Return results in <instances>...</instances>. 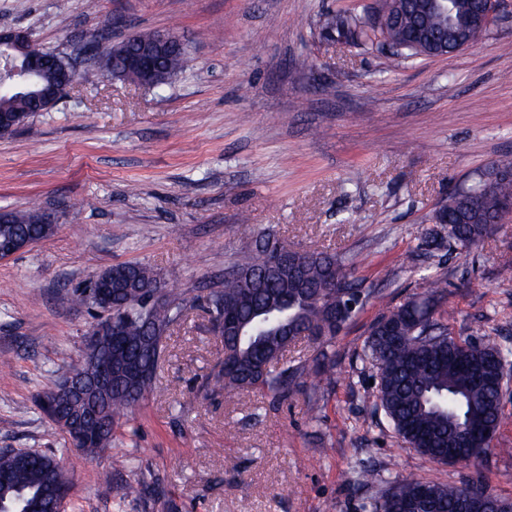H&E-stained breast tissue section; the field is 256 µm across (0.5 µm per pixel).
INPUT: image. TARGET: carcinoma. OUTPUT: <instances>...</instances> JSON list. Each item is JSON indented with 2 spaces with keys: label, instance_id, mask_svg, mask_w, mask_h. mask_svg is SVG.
Returning a JSON list of instances; mask_svg holds the SVG:
<instances>
[{
  "label": "carcinoma",
  "instance_id": "1",
  "mask_svg": "<svg viewBox=\"0 0 512 512\" xmlns=\"http://www.w3.org/2000/svg\"><path fill=\"white\" fill-rule=\"evenodd\" d=\"M468 0H460L454 22L450 25L439 16L426 20L428 27L448 29L466 23ZM368 12L334 15L323 23L329 37L346 38L351 42L384 49L382 31L368 25ZM51 59L42 76V83L66 91L74 73L67 56L49 51ZM188 57L183 49H169L159 57L155 84L162 87L175 75L186 71ZM49 107L26 97L0 96V113L24 122ZM471 196L483 200V214L470 212L457 193L448 195V239L464 248L479 245L495 230V220L505 221L506 214H497L498 198L512 195V177L489 180L485 173L476 174L462 184ZM39 210L13 211L10 224L0 235L17 239L45 240L54 235L56 227L36 223ZM280 249L275 239L266 238L254 249L224 264V287L211 288L207 309L212 321H220L227 312L237 314L246 322L242 332L224 330V361L213 369L214 386L225 393L256 390L272 401L285 402L295 392L299 381L312 377L317 386L327 385L334 377L335 361L327 351L331 340L352 317V302L358 292L350 268L352 260L344 254L328 251H304L297 254L298 279L288 272L267 267L268 253ZM114 269L123 274L124 287L115 290L117 314L126 316V337L131 348L151 339V331H166L184 320L186 303L182 296L162 291L161 303L150 309L125 303L136 288L157 280L154 271L139 263H120ZM445 294L443 279H428L426 291L383 314L372 327L366 344V356L377 366L376 406L379 407L396 435L408 447L427 459L440 463L448 449L456 447V437L478 426L498 427L502 406L493 387L480 385L475 377L481 374L490 353L508 364L507 355L494 343L473 345L458 341L442 332L428 329L445 327L446 318H435V305ZM320 342L317 354L294 363L283 360L288 345L298 335ZM89 353L56 370L58 378L88 371ZM161 354L142 358L143 374L137 379L120 380L109 390L88 387L73 405V412L83 411L85 402H100L105 415L91 423L103 432L92 451H102L112 443V433L120 418L138 404L152 389ZM491 448L486 447L461 461L473 470V476L460 485L423 481L414 476L394 482L387 492L372 504V512H403L405 503L424 491L432 498L438 512H455L460 495L482 486L480 468ZM0 474L8 484L0 485V502L17 504L24 512H42L54 486V474L44 459L31 451L0 454Z\"/></svg>",
  "mask_w": 512,
  "mask_h": 512
}]
</instances>
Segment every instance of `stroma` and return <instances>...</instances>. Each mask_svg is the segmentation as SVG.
Masks as SVG:
<instances>
[{
  "label": "stroma",
  "mask_w": 512,
  "mask_h": 512,
  "mask_svg": "<svg viewBox=\"0 0 512 512\" xmlns=\"http://www.w3.org/2000/svg\"><path fill=\"white\" fill-rule=\"evenodd\" d=\"M373 3L0 0V30L28 29L36 47L98 71L0 138V211L36 206L57 224L0 261V450L55 453L73 482L64 512H366L398 477L467 478L406 447L375 410L364 345L383 311L438 273L453 337L512 349V220L478 248L447 240L406 261L453 188L512 159V0L481 41L447 57L397 61L322 34L325 16ZM135 31L177 35L188 70L156 89L101 70ZM268 234L345 254L369 296L328 347L333 382L282 404L207 382L224 355L207 291ZM123 262L154 268L188 314L162 339L153 391L89 454L34 399L96 322L72 289ZM116 457L129 466L113 470ZM481 476L512 498V388ZM151 478L162 498L127 495Z\"/></svg>",
  "instance_id": "stroma-1"
}]
</instances>
